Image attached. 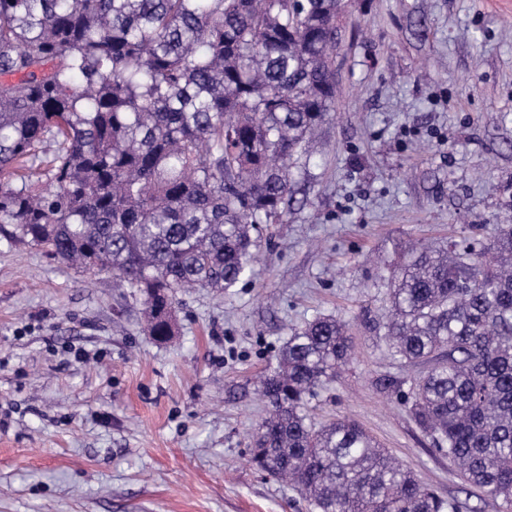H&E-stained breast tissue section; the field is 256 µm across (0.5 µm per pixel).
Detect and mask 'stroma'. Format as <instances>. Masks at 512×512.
Instances as JSON below:
<instances>
[{"label":"stroma","instance_id":"obj_1","mask_svg":"<svg viewBox=\"0 0 512 512\" xmlns=\"http://www.w3.org/2000/svg\"><path fill=\"white\" fill-rule=\"evenodd\" d=\"M336 99L260 229L255 277L180 294L159 343L131 289L0 245V512H314L248 462L253 380L291 331L346 324L354 353L312 417L360 424L443 500L476 506L384 379L374 323L416 242L490 241L512 184V0H341Z\"/></svg>","mask_w":512,"mask_h":512}]
</instances>
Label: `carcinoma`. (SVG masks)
<instances>
[{
	"instance_id": "cac0c4a2",
	"label": "carcinoma",
	"mask_w": 512,
	"mask_h": 512,
	"mask_svg": "<svg viewBox=\"0 0 512 512\" xmlns=\"http://www.w3.org/2000/svg\"><path fill=\"white\" fill-rule=\"evenodd\" d=\"M338 0H0V238L134 289L158 342L179 294L253 274L291 160L336 95ZM378 327L425 365L403 390L462 480L512 507V224L489 248L416 246ZM353 352L346 325L291 332L257 380L250 463L315 512H460L356 422L310 404Z\"/></svg>"
}]
</instances>
